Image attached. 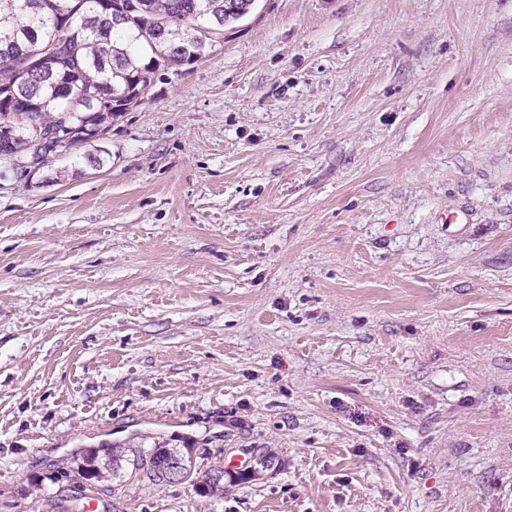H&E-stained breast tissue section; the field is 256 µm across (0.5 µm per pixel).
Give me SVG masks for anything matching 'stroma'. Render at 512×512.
Masks as SVG:
<instances>
[{"label": "stroma", "mask_w": 512, "mask_h": 512, "mask_svg": "<svg viewBox=\"0 0 512 512\" xmlns=\"http://www.w3.org/2000/svg\"><path fill=\"white\" fill-rule=\"evenodd\" d=\"M512 512V0H257L106 139L0 160V512ZM101 452H103L102 455H100ZM173 455L181 461L182 468L185 471V479L190 478L193 474L191 460H186L169 448H153L150 453H145L139 448H128L125 454H122V452L120 454L115 453L112 447L89 449L84 455V464L81 466L79 476L86 481H107L105 479L108 477L106 473L112 475L116 469L122 466V461H127L124 458L132 456L133 458L128 460L132 461V465L137 470L143 471L151 484L171 483L173 481L168 477V469Z\"/></svg>", "instance_id": "obj_1"}]
</instances>
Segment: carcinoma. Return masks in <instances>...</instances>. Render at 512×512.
Segmentation results:
<instances>
[{
	"mask_svg": "<svg viewBox=\"0 0 512 512\" xmlns=\"http://www.w3.org/2000/svg\"><path fill=\"white\" fill-rule=\"evenodd\" d=\"M117 11L126 23H112ZM238 20L224 0H0V158L39 168L60 149L91 143L144 100L167 62L197 61ZM56 41L74 52L58 57L53 73L14 75L17 60ZM173 455L89 449L79 476L102 482L130 456L151 484L168 483Z\"/></svg>",
	"mask_w": 512,
	"mask_h": 512,
	"instance_id": "carcinoma-1",
	"label": "carcinoma"
}]
</instances>
